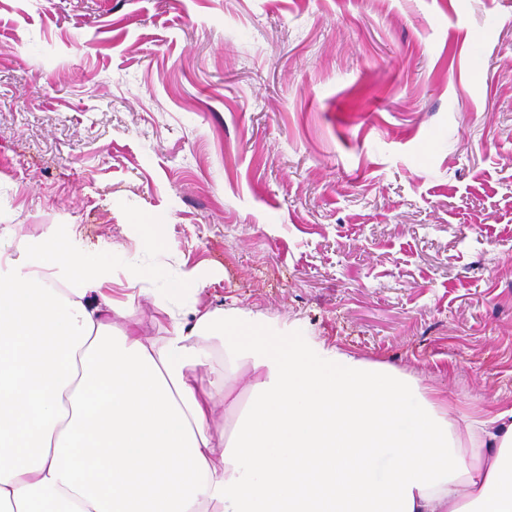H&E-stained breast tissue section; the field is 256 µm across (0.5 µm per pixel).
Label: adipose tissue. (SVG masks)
<instances>
[{
    "instance_id": "1",
    "label": "adipose tissue",
    "mask_w": 512,
    "mask_h": 512,
    "mask_svg": "<svg viewBox=\"0 0 512 512\" xmlns=\"http://www.w3.org/2000/svg\"><path fill=\"white\" fill-rule=\"evenodd\" d=\"M146 283L151 342L114 324ZM202 284L73 229L0 241V512H512V406L458 415L386 363L273 346ZM218 402L236 423L217 440Z\"/></svg>"
}]
</instances>
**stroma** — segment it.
Listing matches in <instances>:
<instances>
[{
    "mask_svg": "<svg viewBox=\"0 0 512 512\" xmlns=\"http://www.w3.org/2000/svg\"><path fill=\"white\" fill-rule=\"evenodd\" d=\"M512 406V0H0V238Z\"/></svg>",
    "mask_w": 512,
    "mask_h": 512,
    "instance_id": "35a3bbf8",
    "label": "stroma"
}]
</instances>
